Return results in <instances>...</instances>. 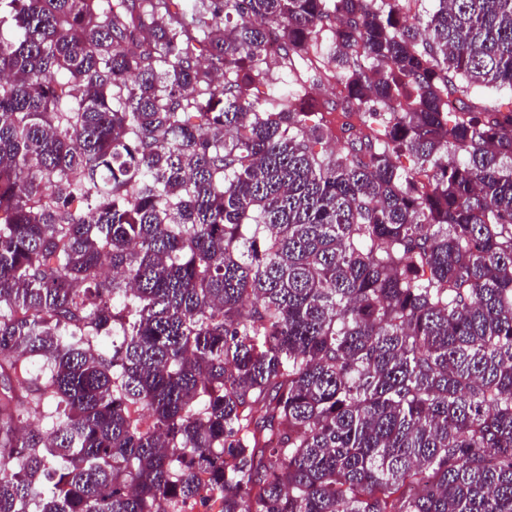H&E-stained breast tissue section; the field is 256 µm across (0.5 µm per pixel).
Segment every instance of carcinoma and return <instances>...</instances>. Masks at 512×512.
Here are the masks:
<instances>
[{
    "label": "carcinoma",
    "mask_w": 512,
    "mask_h": 512,
    "mask_svg": "<svg viewBox=\"0 0 512 512\" xmlns=\"http://www.w3.org/2000/svg\"><path fill=\"white\" fill-rule=\"evenodd\" d=\"M399 2L0 0V512H512V0ZM300 76L296 73V77H293L289 73H279L278 76L280 80L276 82H280V84H272L271 86L267 82H260L255 85L256 88L252 90L253 96L252 99L257 102V107L259 110H268L270 105L269 101L272 98L273 92L275 89L280 86H286L289 90L294 93L299 92L301 90V85L308 86L311 84V81L307 80V75L311 70H307L306 67H299ZM297 79V80H296ZM306 82V83H304ZM456 97L465 101L490 106L497 103H507L512 99V93L508 89L497 90L479 86H470L467 91L460 92Z\"/></svg>",
    "instance_id": "carcinoma-1"
}]
</instances>
